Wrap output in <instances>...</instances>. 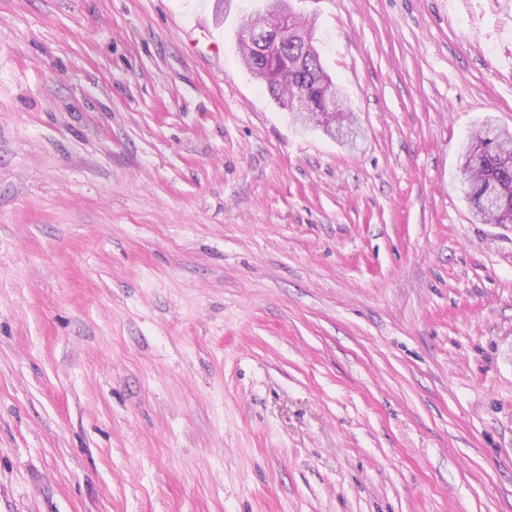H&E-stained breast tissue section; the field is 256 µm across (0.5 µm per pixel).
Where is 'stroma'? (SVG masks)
<instances>
[{
  "label": "stroma",
  "mask_w": 512,
  "mask_h": 512,
  "mask_svg": "<svg viewBox=\"0 0 512 512\" xmlns=\"http://www.w3.org/2000/svg\"><path fill=\"white\" fill-rule=\"evenodd\" d=\"M256 4L0 0V512H512V0H296L347 144ZM261 26L268 34V41L261 44L255 37L260 30L248 35V25L242 22L238 28V45L243 64L256 77L265 76L261 81L268 93L279 105L291 112L293 99L298 91L305 90L316 107L323 109L322 97L326 90L335 88L332 77L324 69L320 55L310 41L312 33L309 24H304L295 16L291 20L293 28L307 30L309 39L300 36L282 37L278 40V25L269 19ZM297 112H308L305 97L297 94L294 99ZM336 106V110L332 111L333 113H328L329 111H324V119L318 122V125L322 127V130L331 138L336 139L340 142L346 141L343 136H345V130L352 129L351 120L349 117L350 110L345 107V103L342 100L340 107H338L336 103V98L334 94H328L326 98V107L334 109ZM511 145V148H510ZM512 132L486 120L462 145L463 168L468 185L466 200L476 217L489 224H512ZM508 155V156H507ZM511 159V162L509 161ZM490 185H500L503 194L496 211L483 215L484 194Z\"/></svg>",
  "instance_id": "obj_1"
}]
</instances>
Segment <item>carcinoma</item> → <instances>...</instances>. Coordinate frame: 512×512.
I'll use <instances>...</instances> for the list:
<instances>
[{"mask_svg":"<svg viewBox=\"0 0 512 512\" xmlns=\"http://www.w3.org/2000/svg\"><path fill=\"white\" fill-rule=\"evenodd\" d=\"M268 41L261 43L248 35V25L242 24L238 45L243 64L255 76H264V86L279 105L292 109L297 92L305 90L319 107L326 90L335 87L324 69L320 55L311 41L300 36L278 38V25L264 20ZM331 138L345 141V130L351 129L348 109L340 105L324 113L318 122ZM512 132L485 121L477 132L462 145V168L468 185L466 200L489 224H512Z\"/></svg>","mask_w":512,"mask_h":512,"instance_id":"1","label":"carcinoma"}]
</instances>
